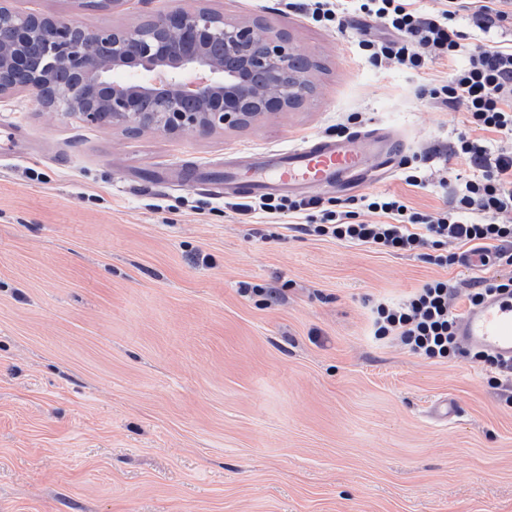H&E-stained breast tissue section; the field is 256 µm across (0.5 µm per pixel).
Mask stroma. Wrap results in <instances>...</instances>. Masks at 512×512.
I'll use <instances>...</instances> for the list:
<instances>
[{
    "label": "stroma",
    "mask_w": 512,
    "mask_h": 512,
    "mask_svg": "<svg viewBox=\"0 0 512 512\" xmlns=\"http://www.w3.org/2000/svg\"><path fill=\"white\" fill-rule=\"evenodd\" d=\"M90 28L171 0H9ZM289 35L315 95L246 128L173 138L0 104L25 156L0 152V512H512V390L459 356L375 339L371 309L442 279L467 305L473 270L309 236L206 195L238 152L322 137L352 113L425 157L373 193L445 207L460 113L419 78L363 60L284 0H181ZM284 288L266 305L254 287ZM457 407L439 420L440 399Z\"/></svg>",
    "instance_id": "35a3bbf8"
}]
</instances>
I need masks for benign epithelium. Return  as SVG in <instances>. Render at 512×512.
Wrapping results in <instances>:
<instances>
[{
    "mask_svg": "<svg viewBox=\"0 0 512 512\" xmlns=\"http://www.w3.org/2000/svg\"><path fill=\"white\" fill-rule=\"evenodd\" d=\"M3 28L12 39L0 43V102L25 91L92 125L206 135L297 108L315 89L289 38L205 9L93 29L0 0Z\"/></svg>",
    "mask_w": 512,
    "mask_h": 512,
    "instance_id": "7a95c632",
    "label": "benign epithelium"
}]
</instances>
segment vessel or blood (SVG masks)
<instances>
[{
  "mask_svg": "<svg viewBox=\"0 0 512 512\" xmlns=\"http://www.w3.org/2000/svg\"><path fill=\"white\" fill-rule=\"evenodd\" d=\"M403 143L385 126H373L342 138L314 137L286 150L252 152L224 167L222 179L209 184L214 195L310 198L322 189L349 191L367 181V162L376 158L391 168ZM456 335L469 349H483L512 363V296L495 294L467 308Z\"/></svg>",
  "mask_w": 512,
  "mask_h": 512,
  "instance_id": "b4317fda",
  "label": "vessel or blood"
}]
</instances>
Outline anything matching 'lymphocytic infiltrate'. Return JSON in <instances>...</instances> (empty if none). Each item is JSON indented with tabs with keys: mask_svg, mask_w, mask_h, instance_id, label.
Instances as JSON below:
<instances>
[{
	"mask_svg": "<svg viewBox=\"0 0 512 512\" xmlns=\"http://www.w3.org/2000/svg\"><path fill=\"white\" fill-rule=\"evenodd\" d=\"M415 0H293L305 19L346 33L365 19L385 30L386 38L362 39L360 56L379 69L400 67L425 75L435 63L453 68L446 80L423 83L420 95L431 103L462 111L466 128L452 146L474 172L454 175L449 208L424 212L399 197L362 195L325 206L322 200L260 198L240 211L276 218L291 215L305 234L388 254H410L440 266L454 265L459 249L479 255L498 274L475 277L469 305L495 293L512 294V44L504 43L512 25V0H436L423 11ZM466 20L478 34L467 41L459 29ZM454 291L447 281L432 280L395 304L373 310L375 335L394 336L413 354L444 362L464 348L456 337Z\"/></svg>",
	"mask_w": 512,
	"mask_h": 512,
	"instance_id": "obj_1",
	"label": "lymphocytic infiltrate"
}]
</instances>
